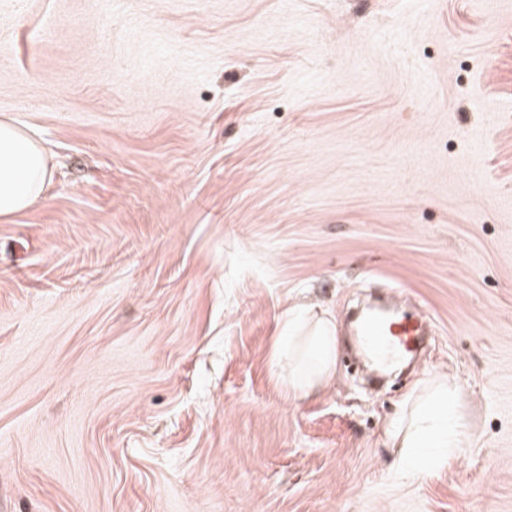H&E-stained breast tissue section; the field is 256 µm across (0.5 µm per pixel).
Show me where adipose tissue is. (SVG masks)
Here are the masks:
<instances>
[{
    "label": "adipose tissue",
    "mask_w": 512,
    "mask_h": 512,
    "mask_svg": "<svg viewBox=\"0 0 512 512\" xmlns=\"http://www.w3.org/2000/svg\"><path fill=\"white\" fill-rule=\"evenodd\" d=\"M51 177L44 147L12 120L0 118V217L33 206ZM336 324L329 313L294 311L277 337L275 351L294 368L288 391L306 395L329 384L336 364ZM429 392L403 407L386 434L398 450L396 473L404 480L423 478L458 447L466 418L453 385L442 379L428 383Z\"/></svg>",
    "instance_id": "obj_1"
}]
</instances>
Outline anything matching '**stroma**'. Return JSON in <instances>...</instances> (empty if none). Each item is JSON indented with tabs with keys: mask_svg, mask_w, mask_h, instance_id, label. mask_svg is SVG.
Here are the masks:
<instances>
[{
	"mask_svg": "<svg viewBox=\"0 0 512 512\" xmlns=\"http://www.w3.org/2000/svg\"><path fill=\"white\" fill-rule=\"evenodd\" d=\"M2 51L52 178L0 217V512H512V0H0ZM372 288L433 327L374 400ZM298 303L337 328L305 398ZM432 375L468 426L405 481ZM336 344V324L328 312H288L284 334L276 339L275 352L282 359L288 354L294 362L288 374L290 394L307 395L329 384L336 364Z\"/></svg>",
	"mask_w": 512,
	"mask_h": 512,
	"instance_id": "35a3bbf8",
	"label": "stroma"
}]
</instances>
